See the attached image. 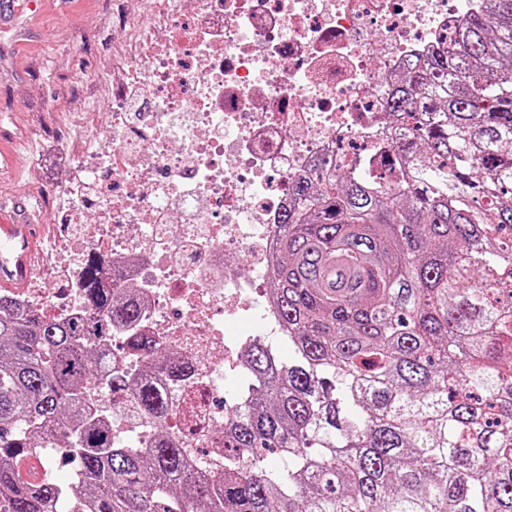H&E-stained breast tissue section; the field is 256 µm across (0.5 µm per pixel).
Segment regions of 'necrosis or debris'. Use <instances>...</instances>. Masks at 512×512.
Wrapping results in <instances>:
<instances>
[{"mask_svg":"<svg viewBox=\"0 0 512 512\" xmlns=\"http://www.w3.org/2000/svg\"><path fill=\"white\" fill-rule=\"evenodd\" d=\"M483 0H112L106 131L78 154L79 174L43 190L58 224L56 272L15 292L19 308L81 313L80 268L95 254L112 285L136 289V327L105 340L129 374L139 332L179 355L160 376L173 415L201 403L177 436L207 473L224 472V417L245 349L225 324L254 320L284 334L269 303L274 228L289 188L315 159L373 152L388 116L382 84L449 45L450 30ZM243 263H236L235 255ZM112 443L143 448L148 413L112 415Z\"/></svg>","mask_w":512,"mask_h":512,"instance_id":"obj_1","label":"necrosis or debris"}]
</instances>
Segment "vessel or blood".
Listing matches in <instances>:
<instances>
[{"label":"vessel or blood","instance_id":"b4317fda","mask_svg":"<svg viewBox=\"0 0 512 512\" xmlns=\"http://www.w3.org/2000/svg\"><path fill=\"white\" fill-rule=\"evenodd\" d=\"M47 226L34 206L0 203V289L24 288L42 268Z\"/></svg>","mask_w":512,"mask_h":512}]
</instances>
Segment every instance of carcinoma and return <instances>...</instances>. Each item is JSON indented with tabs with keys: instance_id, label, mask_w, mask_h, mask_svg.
Returning <instances> with one entry per match:
<instances>
[{
	"instance_id": "1",
	"label": "carcinoma",
	"mask_w": 512,
	"mask_h": 512,
	"mask_svg": "<svg viewBox=\"0 0 512 512\" xmlns=\"http://www.w3.org/2000/svg\"><path fill=\"white\" fill-rule=\"evenodd\" d=\"M385 94L389 165L325 159L292 188L270 288L292 356L248 345L220 480L167 431L154 372L174 352L145 336L129 342L143 374L111 381L157 433L112 445L86 390L140 304L99 257L67 321L0 295V512H512V0ZM62 449L73 481L20 479Z\"/></svg>"
}]
</instances>
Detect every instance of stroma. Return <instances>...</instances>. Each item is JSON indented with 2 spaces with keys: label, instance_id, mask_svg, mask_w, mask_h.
<instances>
[{
  "label": "stroma",
  "instance_id": "1",
  "mask_svg": "<svg viewBox=\"0 0 512 512\" xmlns=\"http://www.w3.org/2000/svg\"><path fill=\"white\" fill-rule=\"evenodd\" d=\"M20 0H0V14L15 20L0 27V149L21 166L20 175L0 168V197L39 199L76 160L51 135L63 117L109 110L110 85L98 75L112 39L110 0H42L38 11Z\"/></svg>",
  "mask_w": 512,
  "mask_h": 512
}]
</instances>
